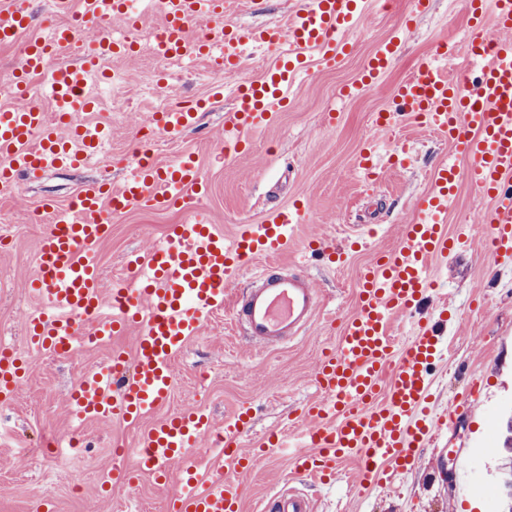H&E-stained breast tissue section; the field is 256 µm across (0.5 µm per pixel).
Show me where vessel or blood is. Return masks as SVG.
<instances>
[{
  "mask_svg": "<svg viewBox=\"0 0 512 512\" xmlns=\"http://www.w3.org/2000/svg\"><path fill=\"white\" fill-rule=\"evenodd\" d=\"M364 0H305L286 24L239 28L224 15V0H160V33L151 50L161 60L219 51L226 69H238L247 46H282L279 65L261 80L240 85L224 130L231 146L243 132L266 121L284 103L283 89L304 67L307 55L325 61L346 54L350 45L338 40L349 29ZM471 37L462 44L440 43L433 55L420 58L411 78L398 88L401 111L453 146V156L440 165L434 185L407 225L401 245L376 255L354 290L358 310L342 320L335 347L326 352L314 374L321 393L307 408L299 443L272 435L267 453L287 452L296 473L330 484L345 462H359L356 482L368 484L382 464L409 471L432 427L442 425L428 406L433 386L429 369L441 351L440 330L447 319L434 305L432 262L447 256L455 241L447 230L448 205L459 182L491 195L495 205L486 221L494 229L490 249L512 253V0H465ZM492 12L499 38L484 36L483 16ZM122 20L126 37L105 34ZM32 16L0 5V45L23 44L12 76L16 105L0 110V191L13 194L22 175L76 168L102 151L104 131L72 125L71 114L92 108L84 94L88 72L103 54L125 56L134 41L141 14L132 0H84L82 11L54 24L51 37L30 40ZM99 31L88 44L85 61H57L56 55L77 41L87 28ZM395 54V42H381L367 63L362 82L377 83ZM464 54L483 59L475 83L455 86L439 59ZM48 74L54 109L44 113L30 101V79ZM196 107L158 112V133L177 138L197 122ZM205 180L192 159L161 166L141 159L122 185L107 189L85 183L67 210L56 212L43 241L40 271L33 286L45 306L27 321V334L57 356L70 355L83 319L93 321L92 336L134 333L132 355L113 348L109 367L87 373L73 392L75 411L83 417L115 415L140 418L166 405L172 389L171 360L199 335L215 313L230 308L231 324L253 346L277 348L310 330L317 322L321 294L311 280L277 263L254 267L261 255L288 245L299 208H284L262 224H242L233 240L198 220L169 225L163 245L147 268L131 266V284L111 292L101 286L98 253L112 232L111 217L133 206L156 210L188 207L202 194ZM254 267L252 283L225 304L224 296L238 272ZM425 319L412 332L403 351H396L391 322L395 314ZM22 384L21 369L8 352H0V400L8 402ZM246 415L226 423L221 439L224 472L199 481L193 445L208 437L209 419L192 412L171 415L139 437L138 455L128 470L167 483L170 467L181 462L186 478L173 496L174 512H240V477L255 459L240 440ZM317 501L297 487L279 488L263 502V512H316Z\"/></svg>",
  "mask_w": 512,
  "mask_h": 512,
  "instance_id": "obj_1",
  "label": "vessel or blood"
}]
</instances>
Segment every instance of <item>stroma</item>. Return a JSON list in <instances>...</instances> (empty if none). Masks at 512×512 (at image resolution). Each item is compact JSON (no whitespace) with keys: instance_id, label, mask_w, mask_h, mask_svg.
<instances>
[{"instance_id":"stroma-1","label":"stroma","mask_w":512,"mask_h":512,"mask_svg":"<svg viewBox=\"0 0 512 512\" xmlns=\"http://www.w3.org/2000/svg\"><path fill=\"white\" fill-rule=\"evenodd\" d=\"M302 0H224L227 17L240 27L285 23ZM161 24L159 10L143 14L140 49L113 59L122 83L79 121L106 130L105 149L78 169H57L25 179L14 196L0 198V345L20 358L23 388L7 407V429L0 434V512H168L173 486L143 477L134 486L113 484L112 448L135 445L151 423L184 409L209 416L223 428L237 411H250L244 447L258 448L267 434L298 423L305 404L318 401L312 382L324 351L337 341L342 317L357 310L354 288L375 254L396 249L407 224L417 217L432 188L433 173L447 161L448 140L420 122L400 120L379 129L377 113L393 107L394 91L414 73V64L444 40L463 41L468 15L463 0H432L417 14L414 0H368L346 35L351 52L327 66L311 54L308 70L288 92L287 107L276 108L263 126L244 133L234 156L224 154V114L236 86L259 80L278 61L273 49L252 51L239 68L217 76L210 58H181L164 66L150 50ZM400 34L397 57L374 86L360 87L366 61L377 45ZM223 85L222 98L213 89ZM357 86L355 95L343 90ZM201 101L199 124L180 137H158L152 158L170 164L192 157L206 181L204 195L189 209L137 207L113 219L112 235L99 249L102 287L128 282V260L149 258L163 243L168 225L187 219L212 224L225 238L238 225L260 224L273 211L298 203L308 210L287 251L278 259L307 274L323 296L316 326L292 344L273 350L248 345L233 334L229 312L215 314L200 335L190 338L172 362L173 384L167 405L132 423L112 417L78 419L71 394L80 378L107 365L113 346L132 349V336L79 347L56 358L35 350L26 334L29 316L43 302L30 287L40 270L41 246L51 226L42 207L53 199L67 208L80 185L106 180L120 186L131 161L141 155L142 129L164 101ZM377 144V178L359 169L367 141ZM492 197L459 183L448 207V234L462 237L447 262H435L441 297L451 317L450 353L435 362L432 403L447 414L432 442L419 451V463L406 474L384 467L377 482L353 483L355 462H347L334 488L317 491L325 512H500L497 480L501 447L512 416V264H499L488 251ZM375 225L367 245L356 237L361 225ZM321 240L336 249L330 264L307 247ZM83 449L57 460L20 455L21 447L45 439ZM294 469L286 456L260 458L242 479L241 512H261V502Z\"/></svg>"}]
</instances>
